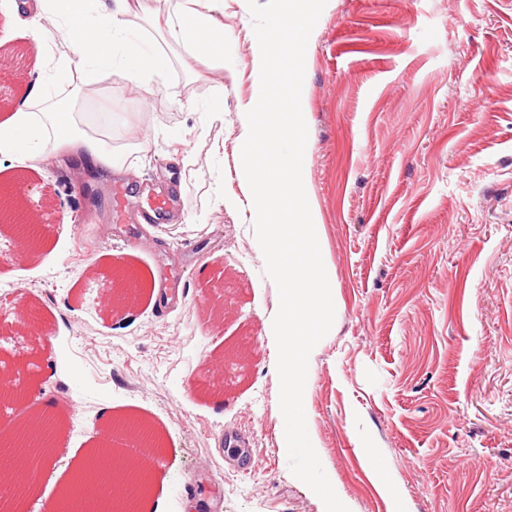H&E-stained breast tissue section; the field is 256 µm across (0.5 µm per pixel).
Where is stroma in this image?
<instances>
[{
	"mask_svg": "<svg viewBox=\"0 0 512 512\" xmlns=\"http://www.w3.org/2000/svg\"><path fill=\"white\" fill-rule=\"evenodd\" d=\"M252 37L247 0H224L223 69L190 81L171 63L152 106L118 75L97 89L92 105L149 135L129 173L0 155V183L30 189L42 244L39 261L18 257L0 227V324L13 333L0 369L34 412L69 417L53 452L69 466L107 424L146 422L158 512H325L279 444L276 292L237 178ZM31 45L29 23L0 27V114L38 76ZM303 87L304 175L335 304L304 392L323 468L349 512H512V0H328ZM167 189L170 206L141 223ZM90 265L136 271L135 303L110 312ZM164 272L179 285L160 296ZM217 305L221 319L197 317ZM203 365L214 387L196 384Z\"/></svg>",
	"mask_w": 512,
	"mask_h": 512,
	"instance_id": "stroma-1",
	"label": "stroma"
}]
</instances>
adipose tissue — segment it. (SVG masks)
<instances>
[{
	"label": "adipose tissue",
	"instance_id": "obj_1",
	"mask_svg": "<svg viewBox=\"0 0 512 512\" xmlns=\"http://www.w3.org/2000/svg\"><path fill=\"white\" fill-rule=\"evenodd\" d=\"M195 0H23L32 14L35 48L56 31L58 68L37 78L25 106L0 119V155L21 154L31 161L63 155L84 167L127 173L128 158L145 152L147 137L123 142L112 137V117L83 114L77 105L100 74H121L143 101L155 94V77L169 66L168 56L149 48L132 18L145 19L155 31H167L197 61L220 64L224 49L223 0H209L208 12Z\"/></svg>",
	"mask_w": 512,
	"mask_h": 512
}]
</instances>
